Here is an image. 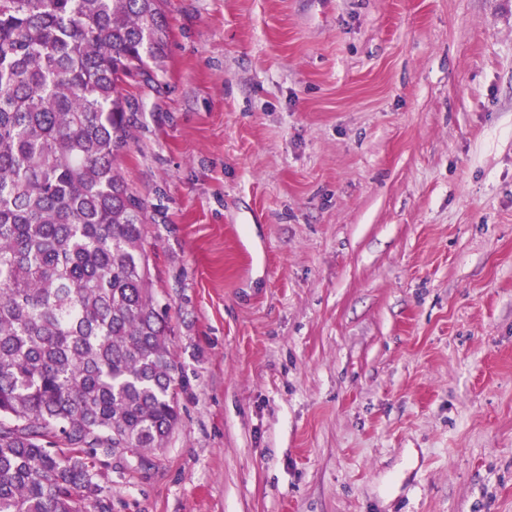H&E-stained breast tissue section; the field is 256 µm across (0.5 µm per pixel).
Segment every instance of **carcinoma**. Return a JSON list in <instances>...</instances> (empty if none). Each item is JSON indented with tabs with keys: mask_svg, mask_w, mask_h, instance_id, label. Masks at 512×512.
Listing matches in <instances>:
<instances>
[{
	"mask_svg": "<svg viewBox=\"0 0 512 512\" xmlns=\"http://www.w3.org/2000/svg\"><path fill=\"white\" fill-rule=\"evenodd\" d=\"M168 39L162 0H0V512H112L105 459L179 421L118 166Z\"/></svg>",
	"mask_w": 512,
	"mask_h": 512,
	"instance_id": "cac0c4a2",
	"label": "carcinoma"
}]
</instances>
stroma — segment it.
<instances>
[{"label":"stroma","mask_w":512,"mask_h":512,"mask_svg":"<svg viewBox=\"0 0 512 512\" xmlns=\"http://www.w3.org/2000/svg\"><path fill=\"white\" fill-rule=\"evenodd\" d=\"M123 172L180 421L112 512H512V0H165Z\"/></svg>","instance_id":"1"}]
</instances>
